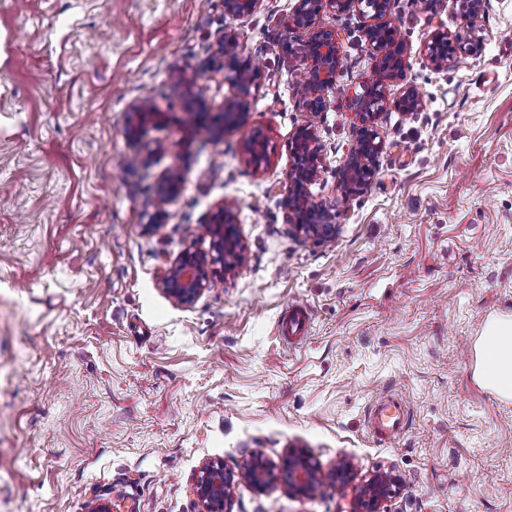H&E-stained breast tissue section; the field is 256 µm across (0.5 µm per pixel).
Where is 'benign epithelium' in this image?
Instances as JSON below:
<instances>
[{
    "label": "benign epithelium",
    "mask_w": 512,
    "mask_h": 512,
    "mask_svg": "<svg viewBox=\"0 0 512 512\" xmlns=\"http://www.w3.org/2000/svg\"><path fill=\"white\" fill-rule=\"evenodd\" d=\"M394 0H295L288 18V26L307 33V38L287 42L288 56L301 63L297 87L301 91L307 110L319 112L327 102V93L334 89L339 74V41L336 35L318 26L324 13L356 11L370 19L364 29L365 43L375 60L373 79L363 85L357 95L361 127L338 172L337 189L348 199L362 192L370 184L376 164L383 150V140L377 129L376 120L388 106L386 93L388 82L403 77L405 62L403 44L397 27L391 22ZM263 0H224V16L237 19L255 14L261 9ZM452 6L463 22L471 28L484 11L485 0H451ZM459 35L437 31L425 45V59L436 69L453 62L457 54ZM238 39L232 32L224 33V40L217 44L216 52L222 58L224 79L238 91L232 101L220 113L221 124L228 128L238 121L240 113L247 111L246 95L257 79L247 64L240 63ZM395 107L406 114L417 111L420 97L414 87L403 91ZM158 113L146 104L137 105L131 113L127 134L134 138L140 128L157 118ZM244 151L248 159L260 165L266 158L263 140L253 137L245 142ZM294 164L288 174L289 211L297 217L298 231L318 241L335 238L331 210L311 200L308 185L315 182L323 165V149L316 131L310 125L300 127L293 140ZM180 194L179 182L171 177L162 179L156 186L154 200L162 208ZM237 215L234 207L226 204L213 216L208 225L212 238L210 251L183 252L165 269L160 285L169 298L179 305L194 303L209 283V269L218 266L229 272L240 265L243 246L236 229ZM332 478L343 485L351 481V466L346 463L332 472H324L311 464L308 459L291 451L278 467L260 459L252 458L242 462L236 469L222 463H210L194 485V492L202 506V512H232L233 493L242 482L264 492L283 486L291 494L307 496L312 494L325 480ZM401 486L399 476L390 471L376 473L362 485L354 488V504L351 512H383L382 505Z\"/></svg>",
    "instance_id": "7a95c632"
}]
</instances>
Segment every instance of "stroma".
<instances>
[{"instance_id": "stroma-1", "label": "stroma", "mask_w": 512, "mask_h": 512, "mask_svg": "<svg viewBox=\"0 0 512 512\" xmlns=\"http://www.w3.org/2000/svg\"><path fill=\"white\" fill-rule=\"evenodd\" d=\"M294 0L225 17L222 0H0V512H199L204 466L306 455L352 482L314 496L241 484L234 512H351L376 469L400 475L386 512H512V399L481 386L469 348L488 315L512 317V0H486L461 29L450 0H394L403 78L417 112L388 107L363 193L339 199L355 100L374 62L358 12L323 14L339 77L318 113L281 48ZM479 43L437 71V30ZM258 66L249 110L217 137L187 106L236 95L214 55L224 33ZM161 112L129 138L134 105ZM312 125L324 167L310 185L335 206L336 236L298 233L285 205L291 145ZM261 136L262 164L244 142ZM149 166L126 165L135 153ZM180 180L154 231V188ZM233 206L242 264L189 306L160 287L166 264L209 250ZM310 337L288 348L292 302ZM412 417L396 439L368 432L383 390Z\"/></svg>"}]
</instances>
